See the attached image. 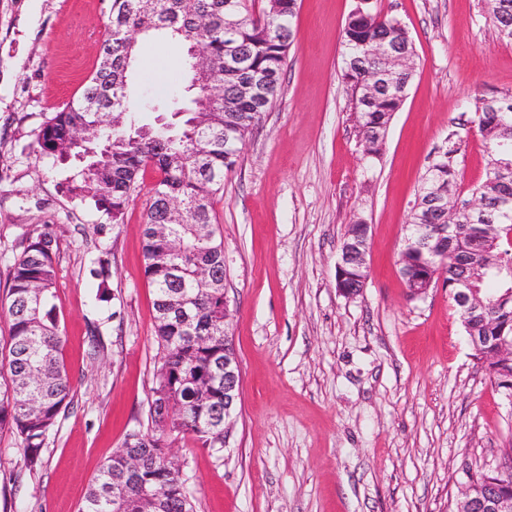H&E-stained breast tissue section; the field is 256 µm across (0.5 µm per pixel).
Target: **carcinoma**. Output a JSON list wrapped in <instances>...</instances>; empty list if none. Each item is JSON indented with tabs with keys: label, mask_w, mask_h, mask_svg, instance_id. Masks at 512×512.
Instances as JSON below:
<instances>
[{
	"label": "carcinoma",
	"mask_w": 512,
	"mask_h": 512,
	"mask_svg": "<svg viewBox=\"0 0 512 512\" xmlns=\"http://www.w3.org/2000/svg\"><path fill=\"white\" fill-rule=\"evenodd\" d=\"M499 38L512 43V0H485ZM297 0H280V8L256 0H110L108 28L100 60L80 96L49 118L35 135L33 151L66 164L81 152L72 133L91 128L102 142L98 155L86 159L72 175L83 201H90L117 222L140 188L146 167L159 177L149 189V206L142 224L144 273L154 288V333L159 357L149 401L151 425L125 435L122 451L109 457L88 486L80 512H195L181 463L162 455L177 439L191 438L204 448L224 447V248L214 197L224 188V176L239 155L228 146L246 140L281 90V73L294 41ZM141 31L163 35L188 48L200 43L204 55L185 57L188 83L178 99L190 105L172 112L179 122L142 115L159 111L131 81L136 53H127L124 36ZM385 42L403 57L392 64L367 57L363 44ZM414 49L400 20L384 17L367 4L351 12L343 27L345 77L357 94L355 114L360 142L381 156L378 134L389 128L402 102L386 90L370 99L359 85L371 72L387 70L390 80L411 86ZM216 73L224 99L215 102L196 84L197 68ZM124 78H117L118 74ZM260 86L256 96H244L240 86ZM475 117L489 144L485 179L472 192L491 205L512 199V179L491 181L494 169L512 162V94L478 98ZM464 142L456 132L428 168L412 207L406 239L431 238L435 257L427 262L409 246L400 253L401 269L415 275L451 282L461 273L463 256L470 267H484L482 295L494 299L477 310L459 311L466 335L477 336L473 357L499 392L512 388V358L498 357L499 343L512 341V302L496 299L512 286V218L488 232L466 211L453 220L430 206L434 188L452 202L458 192V157ZM178 198L190 206L186 224L169 221L166 200ZM59 246L48 224H33L8 273L9 285L0 299V316L9 322V336L0 347V434L15 436L26 467L40 464V452L58 429L61 414L73 403L72 384L60 359L62 329L54 299L58 285ZM176 411L165 412L169 403ZM475 493L512 495V478L496 471H479L470 478Z\"/></svg>",
	"instance_id": "carcinoma-1"
}]
</instances>
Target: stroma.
Segmentation results:
<instances>
[{
  "instance_id": "1",
  "label": "stroma",
  "mask_w": 512,
  "mask_h": 512,
  "mask_svg": "<svg viewBox=\"0 0 512 512\" xmlns=\"http://www.w3.org/2000/svg\"><path fill=\"white\" fill-rule=\"evenodd\" d=\"M109 0H0V291L33 224L59 245L55 304L74 403L36 471L0 435V512H78L85 488L126 432L146 423L158 360L154 292L141 230L156 178L134 193L122 223L67 192L68 168L33 151L34 133L80 95L106 34ZM357 0H299L281 94L248 134L214 200L224 245L229 331L242 372L237 418L222 451L177 453L196 512H457L479 470L503 468L512 409L477 365L438 280L409 299L399 254L422 176L454 131L462 195L485 177L488 145L476 98L512 93V45L482 0H372L414 45V78L380 159L367 162L343 76L341 34ZM153 73L134 78L173 96L182 64L145 38ZM370 226L368 280L336 289L354 221ZM108 254L109 299L89 271ZM103 353L91 357L88 326Z\"/></svg>"
}]
</instances>
